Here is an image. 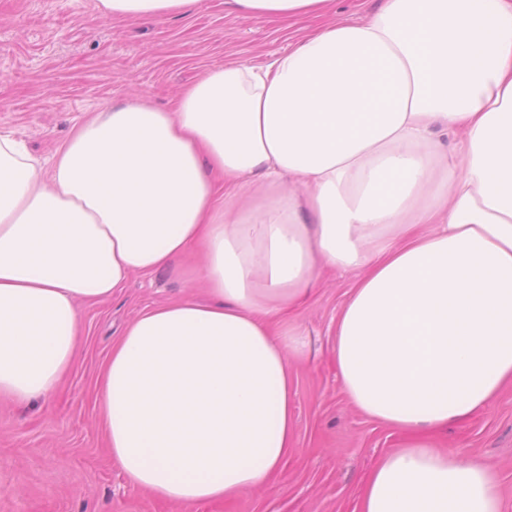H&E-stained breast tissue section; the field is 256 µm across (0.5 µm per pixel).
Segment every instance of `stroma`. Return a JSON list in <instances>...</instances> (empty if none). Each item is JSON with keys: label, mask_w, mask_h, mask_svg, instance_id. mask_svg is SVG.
I'll list each match as a JSON object with an SVG mask.
<instances>
[{"label": "stroma", "mask_w": 512, "mask_h": 512, "mask_svg": "<svg viewBox=\"0 0 512 512\" xmlns=\"http://www.w3.org/2000/svg\"><path fill=\"white\" fill-rule=\"evenodd\" d=\"M379 0H333L322 17L255 20L227 0H193L153 20L103 15L99 0H0V132L25 143L44 172L56 150L104 106L145 99L164 111L206 69L261 65L320 22L365 16ZM354 276L321 278L299 320L311 359L294 370L296 449L271 486L198 512H352L367 469L409 437L347 402L333 359L337 314ZM180 274H131L83 310L85 342L48 399L0 401V512H179L131 488L99 424L96 383L112 343L144 309L187 295ZM436 447L486 461L512 512V386L484 411L432 432Z\"/></svg>", "instance_id": "obj_1"}]
</instances>
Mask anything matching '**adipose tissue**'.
I'll return each instance as SVG.
<instances>
[{
    "mask_svg": "<svg viewBox=\"0 0 512 512\" xmlns=\"http://www.w3.org/2000/svg\"><path fill=\"white\" fill-rule=\"evenodd\" d=\"M191 2L99 0L136 18ZM231 2L289 21L330 0ZM180 267L209 303L145 309L96 385L130 487L191 512L269 484L308 358L303 324L272 321L338 270L346 399L413 437L354 512H503L494 469L427 434L512 385V0H381L267 64L209 68L173 111L112 107L47 177L0 133V398L67 378L80 303Z\"/></svg>",
    "mask_w": 512,
    "mask_h": 512,
    "instance_id": "obj_1",
    "label": "adipose tissue"
}]
</instances>
